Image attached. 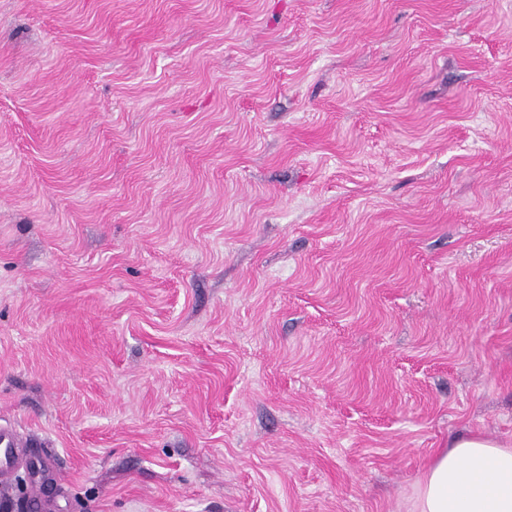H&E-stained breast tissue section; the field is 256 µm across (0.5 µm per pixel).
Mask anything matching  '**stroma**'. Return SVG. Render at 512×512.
<instances>
[{"mask_svg":"<svg viewBox=\"0 0 512 512\" xmlns=\"http://www.w3.org/2000/svg\"><path fill=\"white\" fill-rule=\"evenodd\" d=\"M0 512H411L512 439V0H0ZM18 448H24V443L15 433L0 427V478L2 480L13 476L19 459Z\"/></svg>","mask_w":512,"mask_h":512,"instance_id":"stroma-1","label":"stroma"}]
</instances>
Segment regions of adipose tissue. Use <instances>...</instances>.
Here are the masks:
<instances>
[{
    "instance_id": "adipose-tissue-1",
    "label": "adipose tissue",
    "mask_w": 512,
    "mask_h": 512,
    "mask_svg": "<svg viewBox=\"0 0 512 512\" xmlns=\"http://www.w3.org/2000/svg\"><path fill=\"white\" fill-rule=\"evenodd\" d=\"M414 512H512V443L468 433L434 455Z\"/></svg>"
}]
</instances>
